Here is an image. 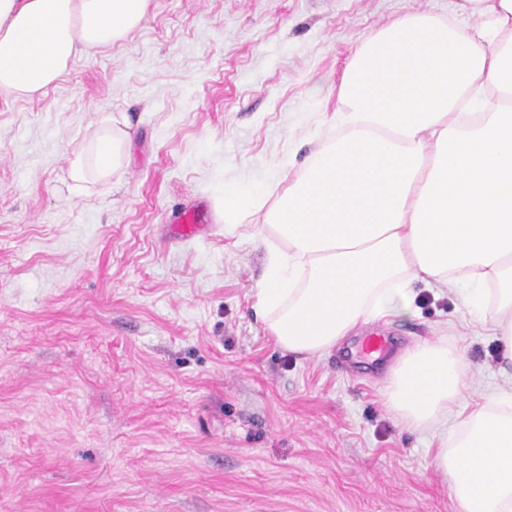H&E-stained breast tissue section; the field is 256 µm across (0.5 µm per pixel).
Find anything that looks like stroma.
<instances>
[{
	"instance_id": "obj_1",
	"label": "stroma",
	"mask_w": 512,
	"mask_h": 512,
	"mask_svg": "<svg viewBox=\"0 0 512 512\" xmlns=\"http://www.w3.org/2000/svg\"><path fill=\"white\" fill-rule=\"evenodd\" d=\"M411 12L448 0H150L43 95L0 94V512H455L429 432L383 402L388 365L361 378L267 335L264 250L214 199L302 165L360 39ZM109 112L129 161L76 191ZM187 205L211 217L192 239ZM416 305L377 328L402 350L448 336L467 403L512 386L459 296Z\"/></svg>"
}]
</instances>
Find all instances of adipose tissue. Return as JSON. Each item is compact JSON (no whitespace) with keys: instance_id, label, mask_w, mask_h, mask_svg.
Instances as JSON below:
<instances>
[{"instance_id":"adipose-tissue-1","label":"adipose tissue","mask_w":512,"mask_h":512,"mask_svg":"<svg viewBox=\"0 0 512 512\" xmlns=\"http://www.w3.org/2000/svg\"><path fill=\"white\" fill-rule=\"evenodd\" d=\"M149 0H0V93L43 94L77 53L110 49ZM475 18L460 24L458 15ZM328 132L290 181L219 191L225 232L267 252L252 310L275 343L330 353L359 326L414 316L416 285L462 293L472 322L512 360V0H448L364 37L342 74ZM130 124L106 113L70 177L108 183ZM464 351L414 343L383 388L402 422L430 431L456 512H512V388L466 405Z\"/></svg>"}]
</instances>
